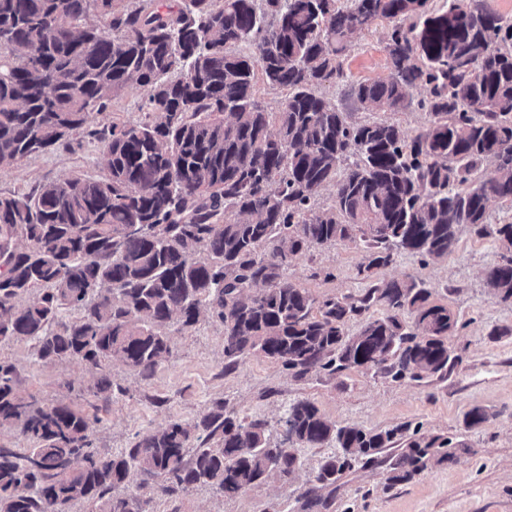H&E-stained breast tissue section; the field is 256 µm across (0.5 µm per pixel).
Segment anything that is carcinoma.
Instances as JSON below:
<instances>
[{
    "mask_svg": "<svg viewBox=\"0 0 512 512\" xmlns=\"http://www.w3.org/2000/svg\"><path fill=\"white\" fill-rule=\"evenodd\" d=\"M92 10L110 31L83 26ZM378 21L389 23L390 76L351 83L349 95L368 112L417 105L426 123L414 136L354 121L317 93L347 78L353 36ZM261 82L285 91L277 111L258 102ZM131 84L144 90L146 120L93 132L105 178L0 193V344L88 363L105 403L112 362L150 376L171 352V322L188 330L202 318L224 327L229 367L264 357L298 378L364 369L443 379L460 360L448 346L453 314L421 281L374 277L402 252L448 255L463 226L501 243L486 278L512 301V224L487 217L490 200L512 202V19L485 0H0V169L73 146L89 114ZM488 160L506 165L488 171ZM324 186L334 200L318 208ZM338 242L362 243L358 274L370 284L319 302L286 270ZM376 306L383 316L370 315ZM68 308L81 315L65 318ZM355 316L365 321L351 334ZM283 426L288 444L273 446L266 422L216 401L102 456L87 414L23 396L0 361V429L29 442L0 448V512H68L76 501L143 512L134 471L162 496L197 485L236 494L288 479L297 445L339 448L320 463L323 487L400 440L392 484L454 458L448 438L338 424L308 399Z\"/></svg>",
    "mask_w": 512,
    "mask_h": 512,
    "instance_id": "1",
    "label": "carcinoma"
}]
</instances>
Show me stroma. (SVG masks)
Listing matches in <instances>:
<instances>
[{
	"label": "stroma",
	"instance_id": "35a3bbf8",
	"mask_svg": "<svg viewBox=\"0 0 512 512\" xmlns=\"http://www.w3.org/2000/svg\"><path fill=\"white\" fill-rule=\"evenodd\" d=\"M384 33L378 25L354 37L344 62L350 81L388 78ZM142 104L140 89H126L106 110L90 114L80 146L33 155L0 170V193L26 192L67 177L104 178L106 159L92 130L144 120ZM501 254L492 238L464 227L447 257L426 262L405 252L379 272L387 280L412 276L423 281L433 300L456 317L449 343L460 362L442 381L399 383L358 370L314 371L297 378L277 362L253 357L228 371L224 328L208 320L189 330L171 327V354L152 377L112 363L109 373L117 390L106 404L91 395L99 372L84 362L46 364L24 343L0 347V360L15 366L22 393L97 415L93 446L101 454L122 451L170 422L195 420L218 400L240 415L266 421L276 444L289 405L307 398L325 418L341 424L372 431L410 425L457 443L453 462L429 465L403 484L389 483L383 462L354 465L336 485L319 490L318 512H512V301L496 298L485 278ZM365 255L356 242L314 247L295 259L287 277L320 301L355 297L367 286L358 274ZM475 408L485 410L489 419L470 429L465 416ZM336 451L332 443L298 447L300 465L288 480L272 478L234 495L199 486L186 494L156 497L136 472L130 485L139 488L145 512H301L302 494L314 486L323 458Z\"/></svg>",
	"mask_w": 512,
	"mask_h": 512
}]
</instances>
